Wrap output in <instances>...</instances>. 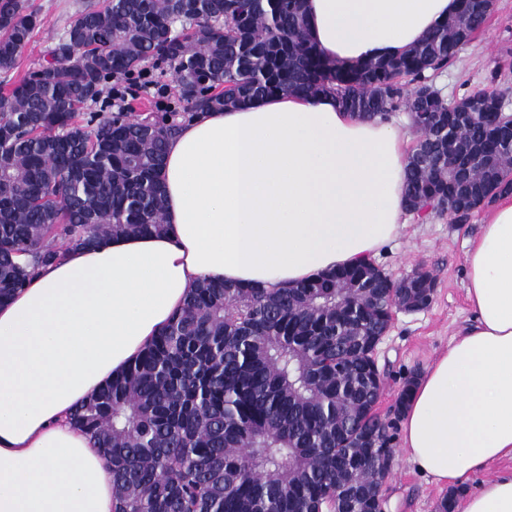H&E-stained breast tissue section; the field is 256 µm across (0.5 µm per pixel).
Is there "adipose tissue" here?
Instances as JSON below:
<instances>
[{
  "label": "adipose tissue",
  "instance_id": "1",
  "mask_svg": "<svg viewBox=\"0 0 512 512\" xmlns=\"http://www.w3.org/2000/svg\"><path fill=\"white\" fill-rule=\"evenodd\" d=\"M456 0H305L328 59L390 57ZM406 137L332 96L290 94L199 113L169 139L161 236L63 250L0 305V512H114L105 458L69 421L126 369L203 280L294 285L376 256L406 220ZM473 318L417 380L402 447L461 512H512V195L464 257Z\"/></svg>",
  "mask_w": 512,
  "mask_h": 512
}]
</instances>
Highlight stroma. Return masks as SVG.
Here are the masks:
<instances>
[{"label":"stroma","instance_id":"35a3bbf8","mask_svg":"<svg viewBox=\"0 0 512 512\" xmlns=\"http://www.w3.org/2000/svg\"><path fill=\"white\" fill-rule=\"evenodd\" d=\"M84 2L28 0L39 12L42 24L22 55L15 78H22L42 61ZM433 83L448 102L478 89L499 92L506 111L512 113V0H496L484 28L452 64L434 75ZM481 218L478 211L463 224L445 214L408 217L401 237L374 258L394 277L421 269L435 283L430 306L417 312H396L378 347V363L386 371L378 406L382 417H393L406 378L422 374L471 316L464 253L467 240L479 232ZM445 493V487L428 481L416 470L404 450H397L385 485L387 512H438Z\"/></svg>","mask_w":512,"mask_h":512}]
</instances>
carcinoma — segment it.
I'll list each match as a JSON object with an SVG mask.
<instances>
[{"label":"carcinoma","mask_w":512,"mask_h":512,"mask_svg":"<svg viewBox=\"0 0 512 512\" xmlns=\"http://www.w3.org/2000/svg\"><path fill=\"white\" fill-rule=\"evenodd\" d=\"M457 12L396 57L326 59L306 35L304 0H104L70 19L34 77L0 83V302L28 266L68 246L163 234L160 172L170 112H84L108 79L146 64L172 71L195 111L280 93L331 94L351 112H409L419 134L407 207L465 221L512 192V124L502 98L463 119L432 90L488 18L486 0ZM27 0H0V73L35 30ZM412 89H407V86ZM408 287L366 263L298 286L202 282L144 348L71 414L111 466L115 512H377L364 497L394 448L367 406L384 390L370 360ZM371 435L372 447L361 443Z\"/></svg>","instance_id":"carcinoma-1"}]
</instances>
